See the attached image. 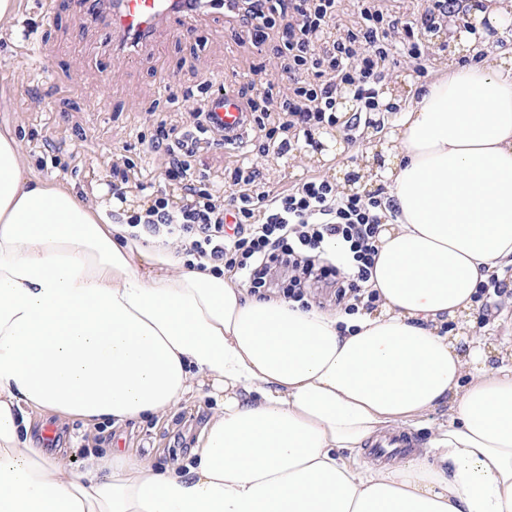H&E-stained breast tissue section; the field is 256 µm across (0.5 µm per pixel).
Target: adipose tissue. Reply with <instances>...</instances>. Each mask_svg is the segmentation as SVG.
Returning <instances> with one entry per match:
<instances>
[{"label": "adipose tissue", "mask_w": 512, "mask_h": 512, "mask_svg": "<svg viewBox=\"0 0 512 512\" xmlns=\"http://www.w3.org/2000/svg\"><path fill=\"white\" fill-rule=\"evenodd\" d=\"M399 210L348 315L249 296L39 178L0 131V512H512V336L450 335L512 266V53L440 66L388 134ZM211 389L166 468L50 454L34 418L121 426ZM446 408L421 454L357 450Z\"/></svg>", "instance_id": "1"}]
</instances>
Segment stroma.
Instances as JSON below:
<instances>
[{"label": "stroma", "mask_w": 512, "mask_h": 512, "mask_svg": "<svg viewBox=\"0 0 512 512\" xmlns=\"http://www.w3.org/2000/svg\"><path fill=\"white\" fill-rule=\"evenodd\" d=\"M281 47L278 29L262 41L242 32L223 11L186 19L161 34L154 45L127 54L113 49L112 32L90 24L76 0H23L13 21L0 29V128L20 140L31 167L47 181H62L89 202L111 201V186L123 188L128 204L146 201L168 188L166 159L146 153L153 122L165 120L176 133L190 124L189 112L227 80L233 90L254 79L280 83L276 66ZM342 151L321 158H263L272 190L320 175L338 180L370 160L386 139L367 132L348 142L342 128L325 130ZM255 130L238 147L201 144L188 159L200 185L221 188L239 159L255 154ZM216 406L205 396L166 416L122 427L103 422L93 440L81 438L77 420L36 422L33 433L47 439L49 451L83 461L89 448H135L156 466L187 457L201 426Z\"/></svg>", "instance_id": "35a3bbf8"}]
</instances>
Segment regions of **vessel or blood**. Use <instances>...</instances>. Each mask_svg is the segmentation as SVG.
<instances>
[{
	"label": "vessel or blood",
	"mask_w": 512,
	"mask_h": 512,
	"mask_svg": "<svg viewBox=\"0 0 512 512\" xmlns=\"http://www.w3.org/2000/svg\"><path fill=\"white\" fill-rule=\"evenodd\" d=\"M92 21H103L112 31L115 48L151 44L157 34L195 11L196 0H79ZM212 107L224 126L227 144H236L248 125L244 103L230 87L212 98Z\"/></svg>",
	"instance_id": "obj_1"
}]
</instances>
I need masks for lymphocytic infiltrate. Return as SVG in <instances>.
Instances as JSON below:
<instances>
[{
    "label": "lymphocytic infiltrate",
    "mask_w": 512,
    "mask_h": 512,
    "mask_svg": "<svg viewBox=\"0 0 512 512\" xmlns=\"http://www.w3.org/2000/svg\"><path fill=\"white\" fill-rule=\"evenodd\" d=\"M288 7L285 27L288 92L268 98L266 88L245 97L250 121L264 132L273 154H293L300 137L343 126L353 135L382 130L378 90L401 63L427 74L430 53L419 30L447 20L456 0H425L422 7L397 12L387 0H356L357 18L337 38L343 0H275ZM353 91L357 108L338 114L337 97ZM171 189L148 204L119 213L128 224L154 237L179 242L185 266L206 260L236 270L251 293L281 289L285 299L308 307L307 288L332 289L337 306L353 314L374 309L366 290L380 225L396 216L385 189L366 195L341 194L335 182L312 175L282 191L268 190L262 166L243 159L228 194L197 185L180 159L169 163Z\"/></svg>",
    "instance_id": "f902f5d3"
}]
</instances>
